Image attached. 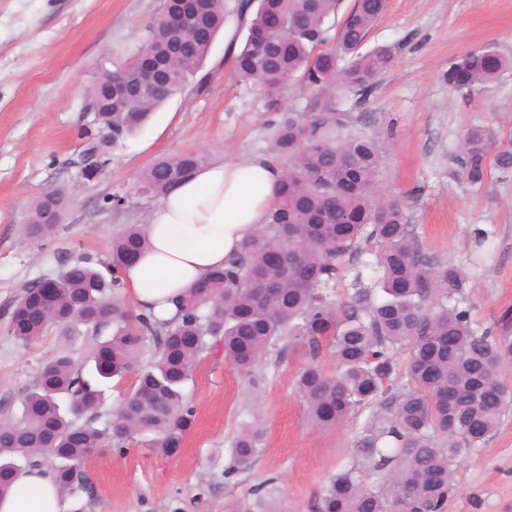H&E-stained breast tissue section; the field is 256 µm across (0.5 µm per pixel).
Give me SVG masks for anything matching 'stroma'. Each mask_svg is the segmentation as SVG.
<instances>
[{
    "label": "stroma",
    "mask_w": 512,
    "mask_h": 512,
    "mask_svg": "<svg viewBox=\"0 0 512 512\" xmlns=\"http://www.w3.org/2000/svg\"><path fill=\"white\" fill-rule=\"evenodd\" d=\"M159 5L0 0V423L20 414L39 366L60 345L54 332L29 347L12 336L9 310L21 285L56 276L81 257L111 262L113 237L144 223L153 205L139 199L115 210L103 197L161 157L196 151L211 162L268 154L262 103L238 81L219 37L202 68L204 86L174 96L115 145L104 178L81 182L75 160L96 131L83 111L91 67L104 55L131 56ZM368 41L395 49L367 108L369 128L388 152L382 190L407 203L426 252L468 269L476 319L512 337V175L476 194L453 178L450 163L466 126L512 132V70L492 93L470 99L442 79L450 61L481 46L512 57V0H389ZM51 189L71 193V207L55 236L32 240L21 226ZM479 228L488 232L480 248L473 244ZM305 361L299 351L270 356L248 379L223 356L204 354L187 385L196 417L180 447L160 454L138 436L124 450L93 453L82 466L93 494L68 499L69 512H224L225 503L247 498L268 478L281 512H316L323 487L353 459L366 415L313 426L294 385ZM257 410L263 451L251 467L229 473V441ZM453 466L461 492L446 512H512V412L482 447L463 448Z\"/></svg>",
    "instance_id": "35a3bbf8"
}]
</instances>
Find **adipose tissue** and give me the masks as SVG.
Segmentation results:
<instances>
[{"label":"adipose tissue","mask_w":512,"mask_h":512,"mask_svg":"<svg viewBox=\"0 0 512 512\" xmlns=\"http://www.w3.org/2000/svg\"><path fill=\"white\" fill-rule=\"evenodd\" d=\"M282 169L269 158L218 161L198 168L152 207L143 226L147 248L122 269L137 310L165 319L182 297L240 252L263 224ZM50 471L19 472L0 497V512H65Z\"/></svg>","instance_id":"obj_1"}]
</instances>
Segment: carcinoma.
<instances>
[{"mask_svg":"<svg viewBox=\"0 0 512 512\" xmlns=\"http://www.w3.org/2000/svg\"><path fill=\"white\" fill-rule=\"evenodd\" d=\"M340 7L341 0H161L137 52L112 62L127 82L151 66L163 81L158 94L115 93L112 111L98 113L97 127L112 128L115 145L170 98L203 83L199 72L216 36L235 20L233 68L271 115L269 153L282 166L277 196L231 267L179 299L171 319L135 314L116 294L124 258L146 244L138 224L113 237L112 263L86 256L67 264L56 295L33 317L23 315L35 300L34 285L26 286L15 302L13 336L30 346L55 328L63 345L39 368L20 416L0 425V494L15 474L41 462L62 496L89 495L80 464L94 450L144 434L154 435L157 453L180 447L195 421L186 384L202 354L219 352L250 377L263 358L290 349L309 356L295 386L314 426L369 410L355 458L324 486L317 512H445L459 492L456 448L483 445L512 409L505 377L512 338L477 322L467 269L426 253L404 201L380 191L386 150L360 129L356 110L395 60L388 46L367 47L387 0ZM268 13L283 18L281 35L251 38ZM459 66L471 68L465 91L453 81ZM511 67V59L482 47L450 61L443 79L464 98L485 95ZM339 90L351 95L350 106ZM204 163L193 151L161 158L131 188L112 193V207L136 194L157 199ZM452 168L475 191L496 173L508 176L512 136L467 126ZM51 202L61 215L70 207L66 193H42L22 227L27 236L56 233L58 224L45 217ZM275 251L286 252L284 263H270ZM348 264L370 267L376 277L368 285L355 273L343 298ZM81 326L90 347L77 355L71 340ZM323 357L335 371L324 369ZM128 375L129 392L112 419L98 424L105 385ZM262 441L259 419L243 423L230 444L233 466L248 468ZM277 493L271 479L251 490L265 512H279Z\"/></svg>","mask_w":512,"mask_h":512,"instance_id":"obj_1","label":"carcinoma"}]
</instances>
